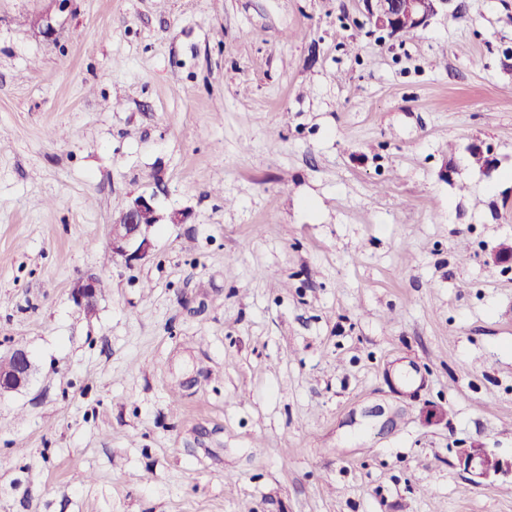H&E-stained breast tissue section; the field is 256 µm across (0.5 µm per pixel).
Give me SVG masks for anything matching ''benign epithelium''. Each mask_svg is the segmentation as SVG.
Wrapping results in <instances>:
<instances>
[{
  "instance_id": "benign-epithelium-1",
  "label": "benign epithelium",
  "mask_w": 512,
  "mask_h": 512,
  "mask_svg": "<svg viewBox=\"0 0 512 512\" xmlns=\"http://www.w3.org/2000/svg\"><path fill=\"white\" fill-rule=\"evenodd\" d=\"M369 22L378 30L391 36H398L406 24L414 28H425L432 17L448 8L454 0H363ZM156 212L154 198L138 196L129 201L121 223L109 225V248L113 255L125 259L127 263L146 258L153 249L148 234V225L140 223V217ZM99 279L89 276L78 281L72 296L84 310L96 304ZM13 363L10 374H0V394L19 391L25 388L32 372V362L28 352L16 347L9 353ZM460 466L479 485L499 477L512 478V463L503 462L490 448H465L458 457Z\"/></svg>"
}]
</instances>
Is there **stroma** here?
<instances>
[{
    "mask_svg": "<svg viewBox=\"0 0 512 512\" xmlns=\"http://www.w3.org/2000/svg\"><path fill=\"white\" fill-rule=\"evenodd\" d=\"M506 249L512 0H0V512H512ZM369 22L390 36H398L405 24L425 28L440 10L454 0H363ZM154 198L138 196L131 199L123 213L121 224H109V248L114 256L125 259L129 264L146 258L153 249L147 228L152 224H140V217L146 213H156ZM100 281L98 278L89 276L79 280L72 289V296L77 305L88 311L96 304ZM9 359L13 363V370L8 375L0 374V394L25 388L32 372V362L25 349L13 348L9 353ZM458 460L477 485L499 477H510L512 483V461L510 464L504 463L492 449L464 448Z\"/></svg>",
    "mask_w": 512,
    "mask_h": 512,
    "instance_id": "obj_1",
    "label": "stroma"
}]
</instances>
